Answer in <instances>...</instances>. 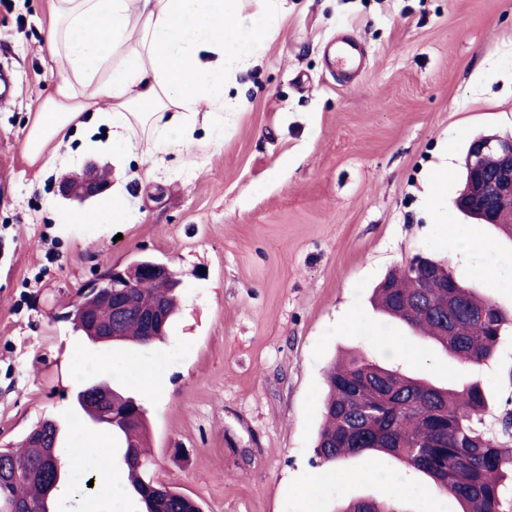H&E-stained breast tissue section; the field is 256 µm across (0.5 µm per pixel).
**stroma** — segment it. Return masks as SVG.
Here are the masks:
<instances>
[{
    "label": "stroma",
    "instance_id": "stroma-1",
    "mask_svg": "<svg viewBox=\"0 0 512 512\" xmlns=\"http://www.w3.org/2000/svg\"><path fill=\"white\" fill-rule=\"evenodd\" d=\"M265 54L236 82L242 107L218 143L152 165L140 150H87L37 171L23 137L54 79L43 62L50 0H0V448L40 420L85 433L75 404L99 361L155 364L156 389L122 378L148 411L156 479L203 512H333L371 497L402 512H453L429 479L385 455L318 462L324 371L362 356L442 387L480 383L487 433L512 411V332L464 364L370 303L393 268L448 259L465 285L512 313V240L457 210L469 142L512 133V0H287ZM363 40L368 67L340 83L325 50ZM106 168L136 216H76L64 175ZM480 244L461 253L457 232ZM150 257L182 281L164 343L114 350L63 314L85 283ZM396 346L384 352V343ZM91 469L70 467L58 512H94Z\"/></svg>",
    "mask_w": 512,
    "mask_h": 512
}]
</instances>
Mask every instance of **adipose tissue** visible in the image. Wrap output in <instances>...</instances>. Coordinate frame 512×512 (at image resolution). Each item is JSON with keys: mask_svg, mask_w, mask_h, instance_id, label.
Instances as JSON below:
<instances>
[{"mask_svg": "<svg viewBox=\"0 0 512 512\" xmlns=\"http://www.w3.org/2000/svg\"><path fill=\"white\" fill-rule=\"evenodd\" d=\"M52 12L44 48L56 80L23 139L31 165L52 162L91 115L110 130L106 147L191 152L197 125L238 108L235 75L258 61L286 8L261 0L244 15L234 0H52Z\"/></svg>", "mask_w": 512, "mask_h": 512, "instance_id": "ef3b65f1", "label": "adipose tissue"}]
</instances>
